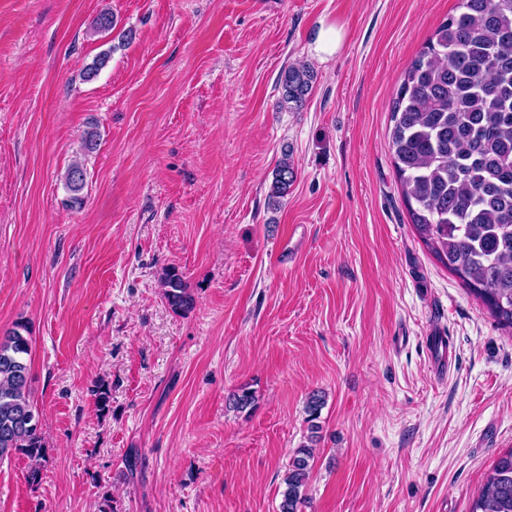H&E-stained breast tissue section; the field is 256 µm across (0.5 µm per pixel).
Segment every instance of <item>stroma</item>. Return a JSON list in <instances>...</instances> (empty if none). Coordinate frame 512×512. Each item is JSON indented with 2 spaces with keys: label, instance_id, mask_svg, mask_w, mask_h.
Listing matches in <instances>:
<instances>
[{
  "label": "stroma",
  "instance_id": "obj_1",
  "mask_svg": "<svg viewBox=\"0 0 512 512\" xmlns=\"http://www.w3.org/2000/svg\"><path fill=\"white\" fill-rule=\"evenodd\" d=\"M457 4L0 0V332L27 328L46 445L39 485L25 455L0 461V512H99L106 494L116 512H278L312 433L303 512H469L512 448V333L416 236L389 149L399 76ZM324 24L345 32L325 60ZM298 62L317 78L294 112L276 81ZM168 267L188 313L162 295ZM242 388L257 401L237 412ZM296 170L290 160V155H283L274 173L268 192V202L272 206H279L280 199L288 194V190L296 180ZM85 169L80 160H74L67 168L64 176V186L69 193L70 206H81L84 199L81 192L85 186ZM163 297L176 312L188 311L193 305V299L188 292L182 274L174 267L165 269L160 279ZM430 339L429 353L436 376L443 377L448 372V338L427 336Z\"/></svg>",
  "mask_w": 512,
  "mask_h": 512
}]
</instances>
